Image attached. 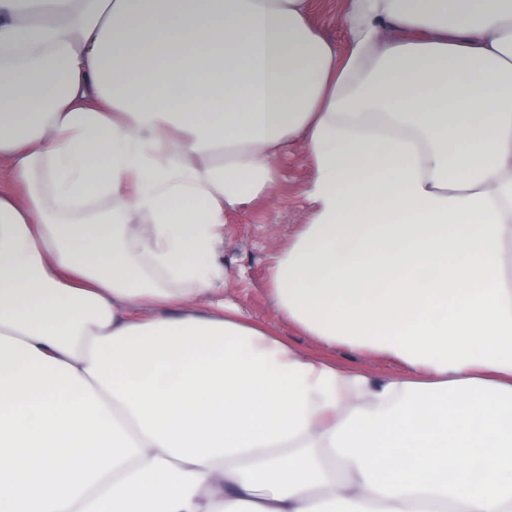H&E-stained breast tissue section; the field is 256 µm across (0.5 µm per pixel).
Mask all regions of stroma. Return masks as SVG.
<instances>
[{"mask_svg":"<svg viewBox=\"0 0 512 512\" xmlns=\"http://www.w3.org/2000/svg\"><path fill=\"white\" fill-rule=\"evenodd\" d=\"M348 2L308 0L310 24L335 46L342 58L351 50L346 24ZM275 164L277 175L268 192L226 219L220 261L231 280L233 298L253 322L273 325L293 347L327 358L337 368L360 370L375 377L406 375L404 365L383 355L326 348L276 313L267 272L311 221L310 190L316 168L312 156L299 142L286 146Z\"/></svg>","mask_w":512,"mask_h":512,"instance_id":"1","label":"stroma"}]
</instances>
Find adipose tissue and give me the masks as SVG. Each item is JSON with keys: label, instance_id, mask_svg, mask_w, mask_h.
<instances>
[{"label": "adipose tissue", "instance_id": "1", "mask_svg": "<svg viewBox=\"0 0 512 512\" xmlns=\"http://www.w3.org/2000/svg\"><path fill=\"white\" fill-rule=\"evenodd\" d=\"M0 0V512H512V0ZM303 140L268 270L224 218ZM349 0H309L310 24L318 29L335 47L339 59L351 50L346 14ZM277 175L268 192L245 209L227 217L224 250L219 261L231 280L230 291L246 315L259 325L271 324L296 349L322 356L344 370H361L375 377L404 376L401 363L383 355L328 349L278 316L271 301L268 268L288 248L312 218L310 190L316 168L298 141L277 157Z\"/></svg>", "mask_w": 512, "mask_h": 512}]
</instances>
